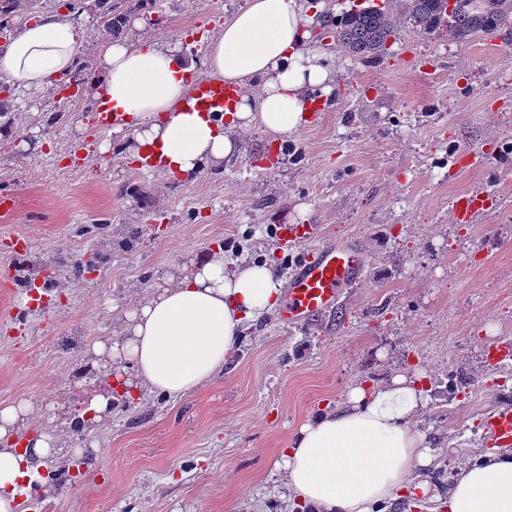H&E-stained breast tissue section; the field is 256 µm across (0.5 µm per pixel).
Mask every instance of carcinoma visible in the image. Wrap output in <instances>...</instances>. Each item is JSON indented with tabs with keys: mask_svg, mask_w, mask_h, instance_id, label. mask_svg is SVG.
<instances>
[{
	"mask_svg": "<svg viewBox=\"0 0 512 512\" xmlns=\"http://www.w3.org/2000/svg\"><path fill=\"white\" fill-rule=\"evenodd\" d=\"M143 0H95L103 26L120 31L121 14L136 10ZM388 0L397 11L414 21L420 31L429 33L440 26L448 28L456 40H468L474 34H494L506 24L512 25V0ZM339 46L358 61L375 59L387 50L395 33L394 12L383 5L354 7L340 21L331 22Z\"/></svg>",
	"mask_w": 512,
	"mask_h": 512,
	"instance_id": "obj_1",
	"label": "carcinoma"
}]
</instances>
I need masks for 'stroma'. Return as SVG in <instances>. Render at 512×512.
I'll return each instance as SVG.
<instances>
[{"label": "stroma", "mask_w": 512, "mask_h": 512, "mask_svg": "<svg viewBox=\"0 0 512 512\" xmlns=\"http://www.w3.org/2000/svg\"><path fill=\"white\" fill-rule=\"evenodd\" d=\"M245 4L157 0L154 34L197 59ZM69 12L86 50L59 82L82 94L54 109L46 95L14 91L19 119L0 138V191L17 198L0 221V264L24 280L52 272L43 308L20 290L0 293V408L28 402L21 435L41 426L57 440L23 512H288L275 463L299 426L341 404L354 382L381 385L405 371L423 377L414 426L436 454L386 512H444L455 465L494 449L487 421L512 409V364H488L490 344L512 339V184L450 156L479 148L494 166L512 148V44L425 34L403 15L371 63L320 37L335 109L313 113L285 142L243 132L239 159L182 181L101 152L110 134L87 86L110 31L92 0ZM472 190L494 205L465 224L452 203ZM293 224L316 231L281 248L275 229ZM131 227L140 238L127 250ZM17 237L30 241L26 258L14 256ZM327 242L367 257L332 313L302 326L274 311L247 321L237 353L200 388L175 399L117 394L110 417L75 429L108 387L110 361L85 369L94 343L121 338L127 313L176 266L219 246L226 262L267 261L286 276ZM89 256L97 274L75 280L73 264Z\"/></svg>", "instance_id": "stroma-1"}]
</instances>
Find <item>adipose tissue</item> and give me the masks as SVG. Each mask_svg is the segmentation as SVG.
Listing matches in <instances>:
<instances>
[{"label":"adipose tissue","mask_w":512,"mask_h":512,"mask_svg":"<svg viewBox=\"0 0 512 512\" xmlns=\"http://www.w3.org/2000/svg\"><path fill=\"white\" fill-rule=\"evenodd\" d=\"M320 15L311 0H247L213 35L200 63L169 44L144 38L130 45L109 38L96 52L100 73L92 97H105L128 119L126 136L107 151L161 156L163 172L191 177L239 153L237 133L259 126L276 138L299 131L313 101L336 105V73L312 38ZM85 52L82 32L62 12L24 23L0 44V80L40 94L73 72ZM203 69L239 86L232 109L218 117L196 106L189 77ZM283 283L264 263L229 266L222 250L193 257L127 317L121 339L93 351L118 361L115 386L141 387L178 398L205 384L240 343L244 320L269 313ZM425 404L414 377L352 386L345 403L307 419L276 469L300 512H375L401 497L433 449L413 426ZM27 403L0 409V512H18L54 438L34 433L17 444ZM447 512H512V451L488 452L466 463L448 491Z\"/></svg>","instance_id":"obj_1"}]
</instances>
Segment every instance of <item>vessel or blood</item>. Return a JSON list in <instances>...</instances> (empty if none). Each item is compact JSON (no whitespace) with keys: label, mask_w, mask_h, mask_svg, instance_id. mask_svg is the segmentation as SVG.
I'll return each instance as SVG.
<instances>
[{"label":"vessel or blood","mask_w":512,"mask_h":512,"mask_svg":"<svg viewBox=\"0 0 512 512\" xmlns=\"http://www.w3.org/2000/svg\"><path fill=\"white\" fill-rule=\"evenodd\" d=\"M193 95L199 107L220 115L232 107L237 89L209 80L197 83ZM365 265L364 253L345 243L328 242L304 256L294 265L288 279L280 320L302 325L333 312L344 290L362 278ZM489 430L498 442H512V410L493 415Z\"/></svg>","instance_id":"obj_1"}]
</instances>
